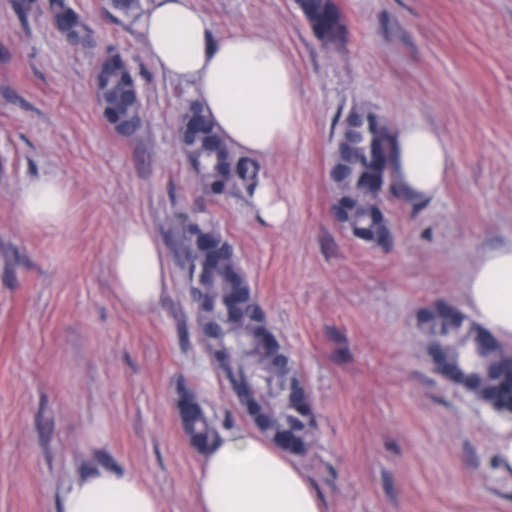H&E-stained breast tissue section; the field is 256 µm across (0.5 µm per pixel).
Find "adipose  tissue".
I'll list each match as a JSON object with an SVG mask.
<instances>
[{
	"label": "adipose tissue",
	"mask_w": 512,
	"mask_h": 512,
	"mask_svg": "<svg viewBox=\"0 0 512 512\" xmlns=\"http://www.w3.org/2000/svg\"><path fill=\"white\" fill-rule=\"evenodd\" d=\"M142 26L153 60L187 84L237 157L261 159L298 137L302 103L298 75L280 46L257 33L215 37L190 0H154ZM394 181L410 200L437 196L453 157L426 122L402 125L391 145ZM250 210L262 224L290 219L288 198L266 177L257 178ZM27 224H63L70 203L59 177L28 182L19 197ZM112 293L132 312H152L167 291L166 252L143 224L125 225L109 259ZM468 316L512 342V243L484 254L466 277ZM201 512H324V502L301 464L254 429L229 426L202 460L195 485ZM65 512H160L156 493L131 472L98 467L67 482Z\"/></svg>",
	"instance_id": "1"
}]
</instances>
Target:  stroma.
Listing matches in <instances>:
<instances>
[{"mask_svg":"<svg viewBox=\"0 0 512 512\" xmlns=\"http://www.w3.org/2000/svg\"><path fill=\"white\" fill-rule=\"evenodd\" d=\"M345 31L325 44L294 0H191L216 37L277 41L299 77L302 120L287 150L259 160L288 197L285 224H261L249 191L207 194L177 147L191 96L154 62L140 26L111 0H70L96 45L75 49L43 0H0V512H63L62 487L99 466L154 490L160 512H198L202 457L178 417L192 388L219 426H247L210 365L179 266L146 315L112 294L108 261L124 225L164 249L176 224H215L294 353L316 444L299 462L325 512H512L501 416L428 363L416 314L465 306V273L512 242V0H336ZM124 53L142 128L130 140L97 112L102 49ZM363 105L391 129L425 121L454 163L435 199L389 206L381 244L334 223L328 179L336 118ZM58 176L65 224L24 223L27 181ZM105 417L95 454L85 435Z\"/></svg>","mask_w":512,"mask_h":512,"instance_id":"stroma-1","label":"stroma"}]
</instances>
